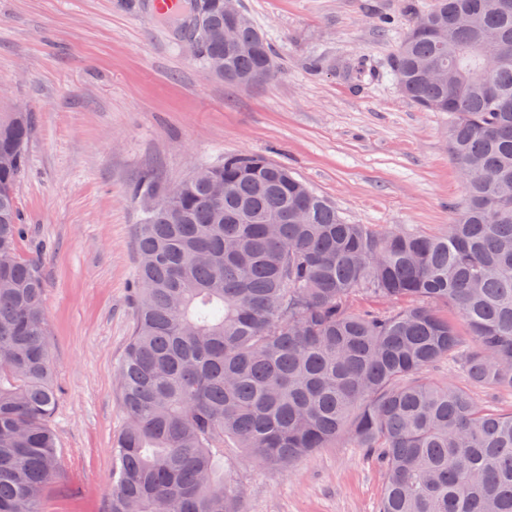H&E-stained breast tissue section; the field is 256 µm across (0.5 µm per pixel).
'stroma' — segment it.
I'll use <instances>...</instances> for the list:
<instances>
[{
  "label": "stroma",
  "instance_id": "35a3bbf8",
  "mask_svg": "<svg viewBox=\"0 0 512 512\" xmlns=\"http://www.w3.org/2000/svg\"><path fill=\"white\" fill-rule=\"evenodd\" d=\"M273 80L239 87L193 54L151 0H0V113H28L16 196L21 258L45 287L61 475L42 512H106L125 424L118 369L135 323L134 186L165 188L230 153L287 167L350 224L434 234L465 186L450 118L385 77L412 24L405 0H240ZM363 62L365 75L345 68ZM242 512H376L384 472L347 438L288 472L225 447Z\"/></svg>",
  "mask_w": 512,
  "mask_h": 512
}]
</instances>
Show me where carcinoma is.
<instances>
[{
  "label": "carcinoma",
  "instance_id": "obj_1",
  "mask_svg": "<svg viewBox=\"0 0 512 512\" xmlns=\"http://www.w3.org/2000/svg\"><path fill=\"white\" fill-rule=\"evenodd\" d=\"M187 10L213 30L203 62L256 83L275 76L249 18L224 44V0ZM386 76L452 117L467 197L442 233L347 224L260 154L198 168L171 190L134 188L137 318L119 368L126 424L108 512H239L224 444L286 470L348 436L381 450L377 512H512V0H435ZM31 122L0 114V512H41L60 472L44 284L17 254L16 185ZM409 305L352 308L357 293ZM458 360L466 385L430 376Z\"/></svg>",
  "mask_w": 512,
  "mask_h": 512
}]
</instances>
